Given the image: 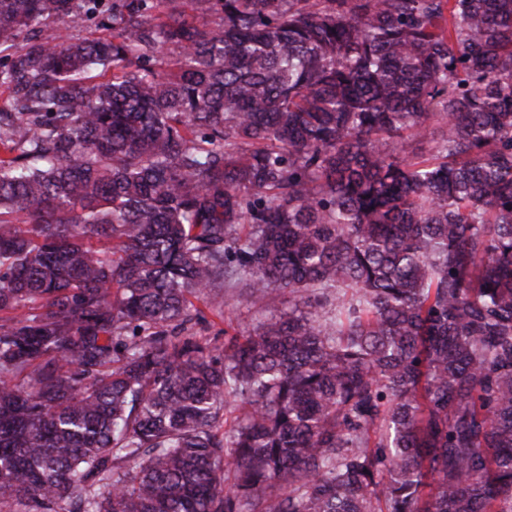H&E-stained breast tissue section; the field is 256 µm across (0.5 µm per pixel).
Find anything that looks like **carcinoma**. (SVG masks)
Listing matches in <instances>:
<instances>
[{
	"instance_id": "1",
	"label": "carcinoma",
	"mask_w": 512,
	"mask_h": 512,
	"mask_svg": "<svg viewBox=\"0 0 512 512\" xmlns=\"http://www.w3.org/2000/svg\"><path fill=\"white\" fill-rule=\"evenodd\" d=\"M0 89V512H512V0H0ZM221 294L224 303L222 316L211 314L202 304L197 303L205 309L206 320L201 321L194 328L196 336L212 341L217 337L219 344L224 343V329H228V325L240 331L250 330L262 317L278 313L283 308L282 302L285 299L281 295L274 296L266 310L258 312L256 308L240 303L231 288H224Z\"/></svg>"
}]
</instances>
